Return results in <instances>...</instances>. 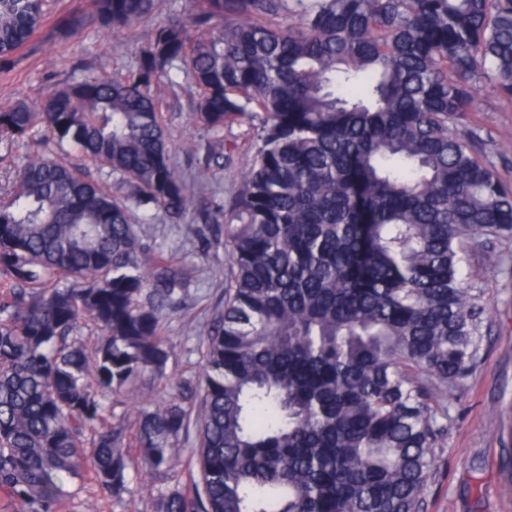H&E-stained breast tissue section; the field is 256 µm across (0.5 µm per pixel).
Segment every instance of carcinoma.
I'll use <instances>...</instances> for the list:
<instances>
[{"mask_svg": "<svg viewBox=\"0 0 512 512\" xmlns=\"http://www.w3.org/2000/svg\"><path fill=\"white\" fill-rule=\"evenodd\" d=\"M295 2L298 26L288 0H194L152 31L137 69L0 107V142L33 150L0 199V489L15 512H57L65 476L120 497L132 468L175 470L192 420L200 482L157 512H423L440 393L474 368L466 242L512 237V190L477 136L451 130L473 81L512 99V0ZM156 9L91 0L59 29L112 31ZM44 19V0H0V68ZM174 70L217 155L243 118L261 146L223 224L224 315L199 400L115 417L127 389L163 377L161 313L193 274L131 220L152 204L178 221L190 203L161 120ZM50 143L121 176L129 202Z\"/></svg>", "mask_w": 512, "mask_h": 512, "instance_id": "cac0c4a2", "label": "carcinoma"}]
</instances>
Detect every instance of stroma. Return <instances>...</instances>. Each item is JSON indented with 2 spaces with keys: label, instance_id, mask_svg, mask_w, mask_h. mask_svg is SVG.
I'll use <instances>...</instances> for the list:
<instances>
[{
  "label": "stroma",
  "instance_id": "1",
  "mask_svg": "<svg viewBox=\"0 0 512 512\" xmlns=\"http://www.w3.org/2000/svg\"><path fill=\"white\" fill-rule=\"evenodd\" d=\"M190 7V0H159L155 15L133 27L107 33L88 25L64 37L57 30L58 19L88 11L89 0H51L43 25L19 50L15 64L0 69V106L39 100L67 81L135 69L153 28L181 19ZM174 79L177 86L161 106L172 158L188 175L210 163L212 181L206 189H192V197L199 204L217 201L225 216H232L243 174L259 147L257 132L247 122L225 127V142L237 149L230 158H210L212 137L192 117L196 89L185 74H175ZM477 88L475 110L457 121L456 130L478 132L482 155L512 189V150L495 148L502 140H512V102L501 99L489 81L479 82ZM133 225L155 250L195 268L179 308L162 312V332L170 346L166 374L145 392L156 407L201 382L204 336L224 312L229 261L223 242L200 238L203 224L195 210L173 223L157 207L138 209ZM468 261L479 268L467 282L479 296L480 350L470 377L442 397L447 430L423 491L424 512H512V419L495 413L497 407L512 406V238H478ZM180 446V466L164 475L130 471L129 491L119 500L99 491L90 478H64L61 512H156L160 493L191 486L200 478L187 463L198 446L196 425L182 432Z\"/></svg>",
  "mask_w": 512,
  "mask_h": 512
}]
</instances>
